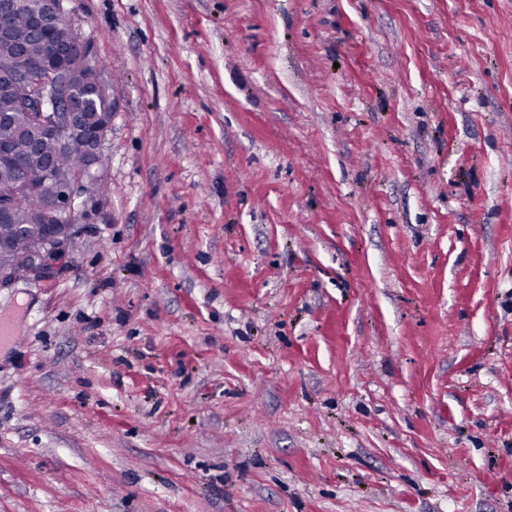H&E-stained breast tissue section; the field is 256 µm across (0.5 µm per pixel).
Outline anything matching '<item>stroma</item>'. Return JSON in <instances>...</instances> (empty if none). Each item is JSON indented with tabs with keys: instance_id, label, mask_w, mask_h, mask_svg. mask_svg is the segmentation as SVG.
I'll use <instances>...</instances> for the list:
<instances>
[{
	"instance_id": "35a3bbf8",
	"label": "stroma",
	"mask_w": 512,
	"mask_h": 512,
	"mask_svg": "<svg viewBox=\"0 0 512 512\" xmlns=\"http://www.w3.org/2000/svg\"><path fill=\"white\" fill-rule=\"evenodd\" d=\"M108 191L0 291V512H512V0H67Z\"/></svg>"
}]
</instances>
